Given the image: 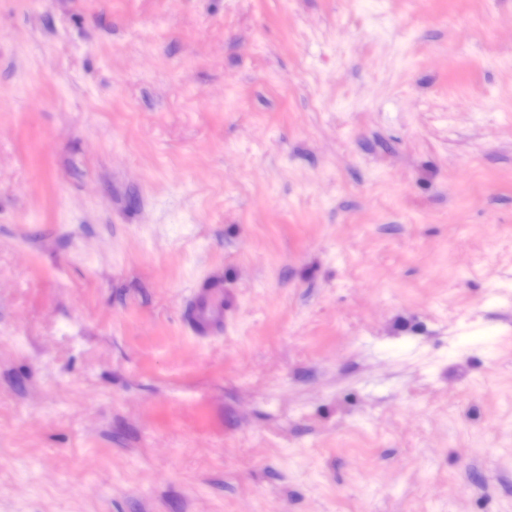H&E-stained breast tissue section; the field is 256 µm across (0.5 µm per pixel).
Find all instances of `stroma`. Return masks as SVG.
<instances>
[{"instance_id":"1","label":"stroma","mask_w":512,"mask_h":512,"mask_svg":"<svg viewBox=\"0 0 512 512\" xmlns=\"http://www.w3.org/2000/svg\"><path fill=\"white\" fill-rule=\"evenodd\" d=\"M0 512H512V0H0ZM198 304L195 328L202 334H209L222 328L224 311V288L219 282H211L202 289Z\"/></svg>"}]
</instances>
